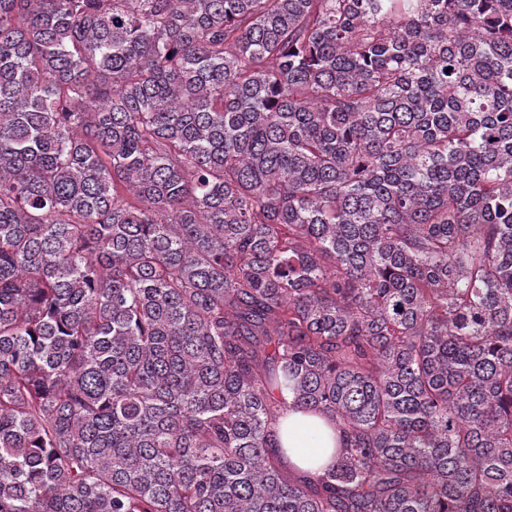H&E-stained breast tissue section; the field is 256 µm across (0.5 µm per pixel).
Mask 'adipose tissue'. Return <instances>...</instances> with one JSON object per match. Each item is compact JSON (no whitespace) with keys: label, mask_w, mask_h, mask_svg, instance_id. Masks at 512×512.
<instances>
[{"label":"adipose tissue","mask_w":512,"mask_h":512,"mask_svg":"<svg viewBox=\"0 0 512 512\" xmlns=\"http://www.w3.org/2000/svg\"><path fill=\"white\" fill-rule=\"evenodd\" d=\"M279 439L291 467L315 473L338 446L335 427L324 418L296 410L288 411L281 421Z\"/></svg>","instance_id":"adipose-tissue-1"}]
</instances>
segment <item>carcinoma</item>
<instances>
[{"label":"carcinoma","mask_w":512,"mask_h":512,"mask_svg":"<svg viewBox=\"0 0 512 512\" xmlns=\"http://www.w3.org/2000/svg\"><path fill=\"white\" fill-rule=\"evenodd\" d=\"M0 512H512V0H0ZM279 439L284 456L291 467L314 474L319 463H325L338 446L336 428L324 418L289 410L281 420ZM320 436L318 446L307 440L309 432ZM316 460L318 463L313 464Z\"/></svg>","instance_id":"carcinoma-1"}]
</instances>
